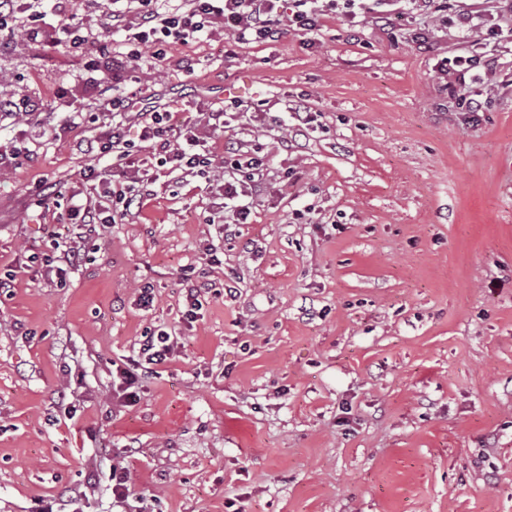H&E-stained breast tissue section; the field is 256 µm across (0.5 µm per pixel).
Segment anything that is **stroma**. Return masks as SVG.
I'll use <instances>...</instances> for the list:
<instances>
[{
    "instance_id": "1",
    "label": "stroma",
    "mask_w": 512,
    "mask_h": 512,
    "mask_svg": "<svg viewBox=\"0 0 512 512\" xmlns=\"http://www.w3.org/2000/svg\"><path fill=\"white\" fill-rule=\"evenodd\" d=\"M41 8L82 24L101 65L20 28L0 49V99L40 104L0 118V512H512V38L396 0L326 13L315 48L219 24L116 68L107 0ZM463 52L502 64L474 123L438 72ZM130 87L198 119L218 158H265L218 263L203 218L238 178L220 161L152 168L142 208L88 241L65 208L37 212V186L84 191L98 162L107 126L74 112ZM59 244L80 251L63 287L45 270ZM189 284L207 294L188 329ZM159 325L179 356L135 405L113 399V363Z\"/></svg>"
}]
</instances>
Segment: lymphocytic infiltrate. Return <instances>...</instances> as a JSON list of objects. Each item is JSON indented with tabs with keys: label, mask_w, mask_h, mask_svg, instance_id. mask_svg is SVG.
Listing matches in <instances>:
<instances>
[{
	"label": "lymphocytic infiltrate",
	"mask_w": 512,
	"mask_h": 512,
	"mask_svg": "<svg viewBox=\"0 0 512 512\" xmlns=\"http://www.w3.org/2000/svg\"><path fill=\"white\" fill-rule=\"evenodd\" d=\"M38 0H0V36L13 34L18 16H25L31 38H44L46 47L63 46L81 57L88 66H96L95 57L86 53L91 37L74 22L58 21L48 25L43 12L37 10ZM358 0H183L176 7H168L165 0H135L138 23L136 31L126 36L120 60L133 64L142 59L144 48H151L156 60H163L169 38L188 40L214 23L228 26L233 41L238 43L264 42L274 39L280 23L307 37L308 46H315V34L324 12L334 11L353 15ZM498 59L482 53H466L445 59L443 71L451 73L453 80L449 93L456 107L474 115L483 111L482 87L489 75L496 73ZM141 93L131 90L118 96L102 99L95 111L81 113V120L95 123L108 120L112 133L98 144V155L110 158L113 167H123L132 144L125 137V124L136 118L140 128L139 140L148 144L159 165L171 166L188 174L211 167L214 153L200 149L196 127L187 123L173 126L170 114L157 106L140 107ZM225 167L239 171V183H225V200L219 203L205 221L209 224L245 223L250 208L238 204L239 194L258 191L257 172L265 165L264 159L241 158L228 152ZM91 182L93 193L86 198L71 199L69 217L79 224L85 237L97 235L105 225L125 218L133 208L139 207L142 195L138 189L144 178L131 173L128 183H116L96 167L84 172ZM179 348L178 336L160 327L144 333L136 356L117 366L112 378V390L125 404H133L143 381L152 376L157 365L172 360Z\"/></svg>",
	"instance_id": "1"
}]
</instances>
